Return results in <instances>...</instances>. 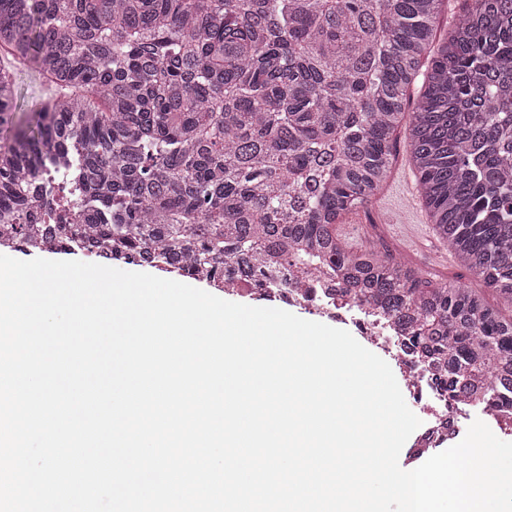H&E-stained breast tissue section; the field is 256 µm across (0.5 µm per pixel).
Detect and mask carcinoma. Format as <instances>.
Instances as JSON below:
<instances>
[{
	"mask_svg": "<svg viewBox=\"0 0 512 512\" xmlns=\"http://www.w3.org/2000/svg\"><path fill=\"white\" fill-rule=\"evenodd\" d=\"M0 0V247L224 288L328 275L383 310L450 397L512 409V0ZM55 93L16 120L14 64ZM409 164L431 224L497 299L431 288L334 224ZM48 219L38 224V218ZM474 6L473 0H444L436 23V39L431 46V55L437 50L439 44L447 38L448 30L459 21L463 14L473 9Z\"/></svg>",
	"mask_w": 512,
	"mask_h": 512,
	"instance_id": "obj_1",
	"label": "carcinoma"
}]
</instances>
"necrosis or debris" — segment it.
<instances>
[{
	"label": "necrosis or debris",
	"instance_id": "necrosis-or-debris-1",
	"mask_svg": "<svg viewBox=\"0 0 512 512\" xmlns=\"http://www.w3.org/2000/svg\"><path fill=\"white\" fill-rule=\"evenodd\" d=\"M286 295L290 306L317 311L337 322H352L356 334L397 367L401 386L417 397L429 426L419 438L421 448L438 447L454 438L469 420L473 402L450 399L432 388V375L426 366L403 352L401 332L382 315L339 300L331 283L320 279L306 286L289 282Z\"/></svg>",
	"mask_w": 512,
	"mask_h": 512
}]
</instances>
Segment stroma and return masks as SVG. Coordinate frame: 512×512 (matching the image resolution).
<instances>
[{"label": "stroma", "mask_w": 512, "mask_h": 512, "mask_svg": "<svg viewBox=\"0 0 512 512\" xmlns=\"http://www.w3.org/2000/svg\"><path fill=\"white\" fill-rule=\"evenodd\" d=\"M395 136L397 154L386 185L368 208L344 214L337 234L353 248L375 244L379 251L416 268L430 284L447 280L482 288L480 278L449 258L435 234L408 162L407 126H400Z\"/></svg>", "instance_id": "35a3bbf8"}]
</instances>
